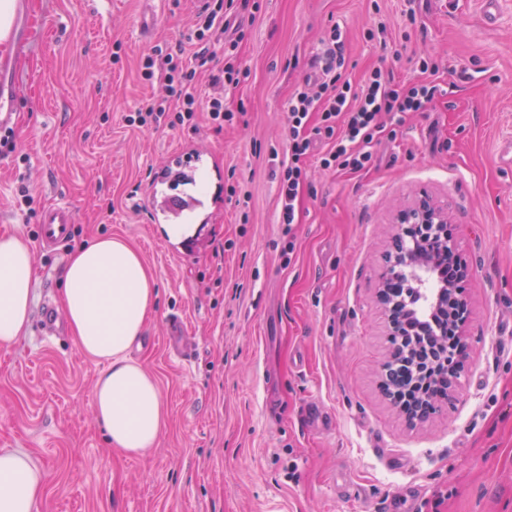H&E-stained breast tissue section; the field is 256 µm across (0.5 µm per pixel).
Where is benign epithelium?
I'll return each mask as SVG.
<instances>
[{
	"mask_svg": "<svg viewBox=\"0 0 512 512\" xmlns=\"http://www.w3.org/2000/svg\"><path fill=\"white\" fill-rule=\"evenodd\" d=\"M451 223L448 207L437 204L429 195L422 193L413 205L398 215L393 227L392 243H404V247L394 248L393 261L381 273L380 288L377 297L383 305L390 328V335H400L412 317L411 309L405 307L402 298L396 297L393 283L399 282L410 288L401 277V270L407 268L413 272L423 270L439 273L448 267L453 268L454 276L450 279H437L436 287L426 288L423 298L432 306L433 311L443 315L444 319L455 322L457 335L469 318L466 299L462 288L468 277V268L458 252L454 238L448 237V224ZM428 240L433 248L422 252L415 243ZM467 358L464 341L452 349H445L434 369L435 380L447 387L448 400H453L459 388V372Z\"/></svg>",
	"mask_w": 512,
	"mask_h": 512,
	"instance_id": "obj_1",
	"label": "benign epithelium"
}]
</instances>
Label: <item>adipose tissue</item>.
Here are the masks:
<instances>
[{
    "mask_svg": "<svg viewBox=\"0 0 512 512\" xmlns=\"http://www.w3.org/2000/svg\"><path fill=\"white\" fill-rule=\"evenodd\" d=\"M60 303L74 342L100 362L92 409L110 444L129 455L155 447L164 436L168 409L156 380L131 351L156 309V281L134 246L101 237L72 252L60 270ZM35 268L28 239L0 236V348L12 347L31 320ZM49 481L24 453L0 449V512H37Z\"/></svg>",
    "mask_w": 512,
    "mask_h": 512,
    "instance_id": "obj_1",
    "label": "adipose tissue"
}]
</instances>
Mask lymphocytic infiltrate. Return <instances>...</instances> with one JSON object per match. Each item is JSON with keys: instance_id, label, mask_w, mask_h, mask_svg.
Returning <instances> with one entry per match:
<instances>
[{"instance_id": "f902f5d3", "label": "lymphocytic infiltrate", "mask_w": 512, "mask_h": 512, "mask_svg": "<svg viewBox=\"0 0 512 512\" xmlns=\"http://www.w3.org/2000/svg\"><path fill=\"white\" fill-rule=\"evenodd\" d=\"M249 6L250 0H215L208 12L197 14L191 34L199 46L197 65H189L174 50L165 52L157 48L146 55L141 76L145 81L161 84L164 94L127 116L128 125L144 127L158 123L168 111L173 112V122L179 126L191 122L201 110L207 111L214 122L231 120L233 114L225 110L223 96L204 98L198 94L196 68L212 61L210 46L223 35L228 14L248 10ZM326 46L327 78L289 99L288 157L270 166V176L277 183L278 221L282 224L298 221L316 141L331 144L320 158L324 169L353 173L368 170L375 161L374 148L385 130L382 116L399 121L404 114L426 111L438 92L437 85L424 79L400 89L392 88L378 67L368 73L363 83L352 84L340 74L345 65L340 27H331Z\"/></svg>"}]
</instances>
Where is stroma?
Masks as SVG:
<instances>
[{"label":"stroma","mask_w":512,"mask_h":512,"mask_svg":"<svg viewBox=\"0 0 512 512\" xmlns=\"http://www.w3.org/2000/svg\"><path fill=\"white\" fill-rule=\"evenodd\" d=\"M259 5L225 33L248 72L224 97L233 122L201 112L192 128L141 130L125 115L162 93L141 60L178 43L193 61L194 0H112L107 16L100 0H31L0 234L37 242L43 205L73 207L66 245L34 252L38 305L59 304L61 267L94 238L140 249L158 300L132 355L170 418L146 454L110 448L92 412L100 364L69 330L33 324L0 349V448L49 473L37 512H512V0ZM380 22L384 42L368 37ZM334 25L352 83L378 66L406 85L424 59L441 93L386 121L370 170L311 164L287 226L270 159L288 155V100L320 77ZM180 150L205 153L210 201L174 243L150 195ZM423 192L449 206L468 265L469 358L456 400L412 425L382 390L392 347L377 291L392 222ZM173 313L184 356L165 344Z\"/></svg>","instance_id":"1"}]
</instances>
